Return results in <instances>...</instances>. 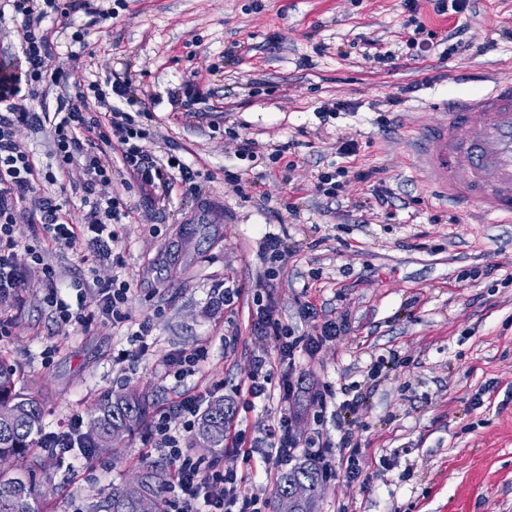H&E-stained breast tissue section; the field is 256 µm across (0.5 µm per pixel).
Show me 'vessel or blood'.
<instances>
[{
	"mask_svg": "<svg viewBox=\"0 0 512 512\" xmlns=\"http://www.w3.org/2000/svg\"><path fill=\"white\" fill-rule=\"evenodd\" d=\"M415 164L439 196L512 222V79L466 102L449 103L415 135Z\"/></svg>",
	"mask_w": 512,
	"mask_h": 512,
	"instance_id": "vessel-or-blood-1",
	"label": "vessel or blood"
}]
</instances>
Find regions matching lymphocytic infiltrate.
Returning a JSON list of instances; mask_svg holds the SVG:
<instances>
[{"mask_svg":"<svg viewBox=\"0 0 512 512\" xmlns=\"http://www.w3.org/2000/svg\"><path fill=\"white\" fill-rule=\"evenodd\" d=\"M88 9L93 12L95 24L102 27L111 25L118 16L112 7L90 9L89 0H0V18L8 14L22 19L26 28L15 63L0 66V303L17 296L28 271L40 273L50 283L55 280L54 269L44 264L36 247L28 249L33 259L31 270H23L16 262L22 243L17 212L23 204H31L30 224L41 233L43 242L70 248L83 241L90 244V252L80 257L86 264L111 257L117 240L113 226L129 215L127 206L110 192L114 175L129 177L162 202L171 199L175 188L195 187L196 175L189 165L173 156L159 162L143 149L142 142L150 133L139 127L126 110L138 96L132 81L91 80L70 61L57 59L43 22ZM51 97L56 100V108L48 118L47 161L42 164L19 132L34 120L28 100L43 103ZM91 139L97 140V150L86 148V141ZM63 180L72 181L83 192L81 202L87 213L82 223H73L66 204L46 194L48 187ZM128 290L125 283L109 284L91 297L78 292L72 303L54 291L50 303L58 325L67 330L84 325L85 311L90 307L102 316L121 320ZM253 319L258 328L275 337L277 355L283 361L294 360L300 350L314 355L323 342L336 338L341 331L339 322L328 319L315 334L295 335L283 325L270 299L258 303ZM247 392L255 398L275 392L286 403L295 397L297 389L292 382L276 378L268 358L262 356ZM200 407L199 397L187 392L158 414L155 445L167 449L175 467L173 498L167 512H264L265 499L242 492L237 472L202 469L183 452L181 441L184 434L193 431ZM172 414L183 416L182 432L171 430L167 418ZM263 431L267 458L274 464L293 461L302 449L318 461L324 479L339 472L351 480L359 477L354 456L346 457L343 469H335L324 447L315 439L304 440L295 433L288 412H281Z\"/></svg>","mask_w":512,"mask_h":512,"instance_id":"1","label":"lymphocytic infiltrate"}]
</instances>
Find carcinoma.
<instances>
[{
  "mask_svg": "<svg viewBox=\"0 0 512 512\" xmlns=\"http://www.w3.org/2000/svg\"><path fill=\"white\" fill-rule=\"evenodd\" d=\"M151 412V403L136 389L122 392L118 400L110 394L103 396L94 408L95 432L88 436L89 455L109 450L114 430L121 431L124 437L145 428ZM228 416L224 399L211 401L200 415L193 437L195 444L212 451L224 450ZM42 422L40 399L19 386L16 367L0 357V459L12 461L10 469H0V512H48L54 487L32 439ZM166 476L162 464L149 461L143 464L135 481L113 485L105 503L93 505L90 512H138L144 498L151 500L153 512H162ZM297 481L306 483L311 500H316L322 482L318 462L308 458L281 473L275 498L284 496Z\"/></svg>",
  "mask_w": 512,
  "mask_h": 512,
  "instance_id": "obj_1",
  "label": "carcinoma"
}]
</instances>
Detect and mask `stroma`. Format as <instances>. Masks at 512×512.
Here are the masks:
<instances>
[{
  "label": "stroma",
  "instance_id": "obj_1",
  "mask_svg": "<svg viewBox=\"0 0 512 512\" xmlns=\"http://www.w3.org/2000/svg\"><path fill=\"white\" fill-rule=\"evenodd\" d=\"M419 5L437 33L419 52L407 46L403 0H128L107 29L81 12L50 20L59 56L71 51L70 33L84 30V71L145 91L137 109L155 132L149 151L179 157L199 177L195 191L167 203L113 182L136 221L115 225L119 242L95 269L67 248L43 253L66 300L82 284L127 282V323L98 317L62 331L36 273L0 305L8 318L0 357L41 400L45 428L74 418L90 427L102 395L135 387L159 409L186 390L205 404L224 399L233 408L227 433L258 437L284 408L247 392L256 358L276 356L274 337L249 319L266 289L299 332L346 322L315 356L297 352L275 372L301 389L297 434H319L339 459L343 432L359 445V479L322 481L318 512H512V223L436 197L409 141L444 103L512 78V0H471L444 15L432 0ZM368 48L389 61L365 59ZM188 85L200 104L172 111L170 96ZM336 101L348 110L320 119ZM341 138L357 141L356 155L337 153ZM243 139L254 143L246 154ZM339 169L341 192L324 196L320 175ZM363 169L376 178L357 181ZM228 171L242 192L225 183ZM267 232L290 252L268 282L258 256ZM224 283L239 290L235 307L218 302ZM307 302L315 316H305ZM146 317L155 327L139 349L131 326ZM204 344L203 373L181 384L167 377L165 358ZM327 385L337 400L360 396L357 412L320 416L311 395ZM150 443L143 430L92 461L50 454L52 512H89L145 457L165 460ZM185 451L273 498L266 448L247 462L231 447L218 458L190 444Z\"/></svg>",
  "mask_w": 512,
  "mask_h": 512
}]
</instances>
